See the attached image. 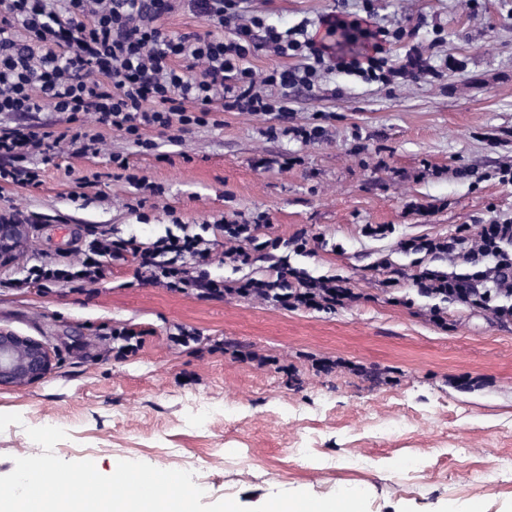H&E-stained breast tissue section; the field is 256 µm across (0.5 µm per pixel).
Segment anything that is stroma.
I'll use <instances>...</instances> for the list:
<instances>
[{"mask_svg":"<svg viewBox=\"0 0 512 512\" xmlns=\"http://www.w3.org/2000/svg\"><path fill=\"white\" fill-rule=\"evenodd\" d=\"M371 3L380 25L419 28L393 56L418 46L440 75L390 86L325 75L316 92L296 95L288 117L292 127H322L318 143L269 137L273 116L228 112L223 127L194 128L176 143L148 130L157 147L142 155L91 121L90 133L103 136L98 154L63 150L42 163L40 186L0 189V211L50 217L28 225L0 279L41 255L76 258L94 225L151 242L170 207L190 230L208 225L214 279L263 270L234 262L238 244L217 225L239 213L262 219L260 240L317 239L289 265L345 279L359 295L333 312L255 296L205 300L136 280L129 261L83 292L0 291V329L56 355L42 381L0 388V476L15 458L41 454L26 430L50 422L68 434L54 448L59 458L92 461L105 475L118 460H162L190 469L208 504L231 498L250 508L277 491L326 497L357 484L371 496L369 512H512V324L452 307L440 325L430 300L406 283L383 287L373 268L385 255L411 265L405 240L512 214V186L494 177L512 163V0ZM248 9L285 30L361 12L362 0H249ZM115 154L129 157L147 188L110 179ZM280 157L288 166L262 168ZM139 195L152 205L146 224L127 208ZM368 224L391 231L370 237ZM178 325L199 342H172ZM121 326L144 334L123 358L109 334ZM228 340L256 360L225 353ZM296 448L312 454L293 456Z\"/></svg>","mask_w":512,"mask_h":512,"instance_id":"obj_1","label":"stroma"}]
</instances>
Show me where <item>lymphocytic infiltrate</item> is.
<instances>
[{
	"label": "lymphocytic infiltrate",
	"mask_w": 512,
	"mask_h": 512,
	"mask_svg": "<svg viewBox=\"0 0 512 512\" xmlns=\"http://www.w3.org/2000/svg\"><path fill=\"white\" fill-rule=\"evenodd\" d=\"M245 0H0V113L67 112L72 127L0 125V188L35 187L42 174L34 157L62 141L78 153L96 152L99 136L82 121L121 132L138 153L154 151L146 130L184 133L213 125L221 112H263L287 120L296 93L314 91L324 74L339 71L384 86L434 73L415 49L403 60L391 47L415 28L379 26L373 13H328L318 24L285 31L247 15ZM202 15L206 31L167 32L177 11ZM337 44H328L330 36ZM267 46L287 66L257 74L250 64ZM210 242L199 233L166 232L144 244L95 227L78 259L44 257L22 276L0 281L19 291L68 286L83 290L103 280L112 262L132 260L135 275L170 290L220 298L223 282L206 269Z\"/></svg>",
	"instance_id": "f902f5d3"
}]
</instances>
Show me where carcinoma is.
Returning a JSON list of instances; mask_svg holds the SVG:
<instances>
[{
    "mask_svg": "<svg viewBox=\"0 0 512 512\" xmlns=\"http://www.w3.org/2000/svg\"><path fill=\"white\" fill-rule=\"evenodd\" d=\"M224 238L243 246L235 258L245 265L257 261L268 264L272 275L251 277L244 284L224 292L240 296L257 295L275 306L286 308H319L334 310L359 298L348 282L313 277L305 270L288 266L286 259L276 254L284 248L295 254L309 253V241L303 237L285 242H273L270 250L255 256L246 247L257 239L254 224H226ZM453 249L446 238H416L403 243L402 250L417 256L415 269L395 264L389 257L379 258L374 269L387 273L386 283L397 285L412 282L417 295L435 301L430 311L438 320L444 319L448 306L465 308L501 324L512 323V235H486L481 229L462 225L452 234ZM463 275L469 281L463 288L451 284Z\"/></svg>",
    "mask_w": 512,
    "mask_h": 512,
    "instance_id": "1",
    "label": "carcinoma"
}]
</instances>
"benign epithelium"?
I'll return each mask as SVG.
<instances>
[{"label": "benign epithelium", "mask_w": 512, "mask_h": 512, "mask_svg": "<svg viewBox=\"0 0 512 512\" xmlns=\"http://www.w3.org/2000/svg\"><path fill=\"white\" fill-rule=\"evenodd\" d=\"M25 235L23 224H0V263L14 257ZM54 361L55 354L46 343L0 330V386L37 383L50 373Z\"/></svg>", "instance_id": "benign-epithelium-1"}]
</instances>
